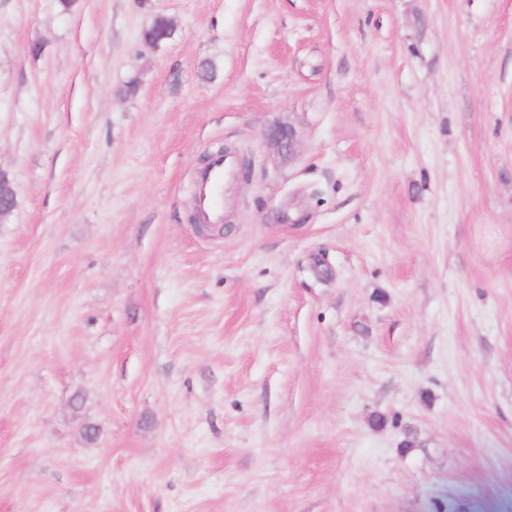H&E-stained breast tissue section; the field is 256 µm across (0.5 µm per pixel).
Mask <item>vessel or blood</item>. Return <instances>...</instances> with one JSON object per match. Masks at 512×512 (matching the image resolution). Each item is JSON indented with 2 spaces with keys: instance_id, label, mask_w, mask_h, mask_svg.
<instances>
[{
  "instance_id": "1",
  "label": "vessel or blood",
  "mask_w": 512,
  "mask_h": 512,
  "mask_svg": "<svg viewBox=\"0 0 512 512\" xmlns=\"http://www.w3.org/2000/svg\"><path fill=\"white\" fill-rule=\"evenodd\" d=\"M237 162L220 154L203 168L195 184L196 210L200 223L219 226L225 220L226 195L236 180Z\"/></svg>"
}]
</instances>
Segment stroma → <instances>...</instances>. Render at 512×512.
I'll use <instances>...</instances> for the list:
<instances>
[{
    "mask_svg": "<svg viewBox=\"0 0 512 512\" xmlns=\"http://www.w3.org/2000/svg\"><path fill=\"white\" fill-rule=\"evenodd\" d=\"M0 171V512H512V0H0ZM233 156L220 154L203 168L195 184L196 210L200 224L220 226L225 220L226 195L237 176Z\"/></svg>",
    "mask_w": 512,
    "mask_h": 512,
    "instance_id": "35a3bbf8",
    "label": "stroma"
}]
</instances>
